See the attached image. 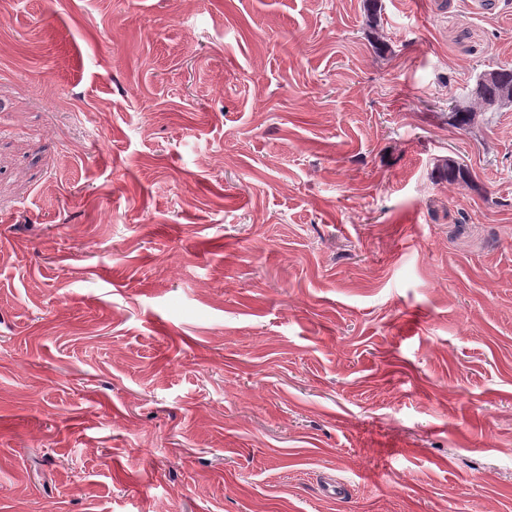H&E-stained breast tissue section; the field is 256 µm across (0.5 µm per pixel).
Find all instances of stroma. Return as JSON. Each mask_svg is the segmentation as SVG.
<instances>
[{
  "label": "stroma",
  "mask_w": 512,
  "mask_h": 512,
  "mask_svg": "<svg viewBox=\"0 0 512 512\" xmlns=\"http://www.w3.org/2000/svg\"><path fill=\"white\" fill-rule=\"evenodd\" d=\"M503 64L512 0H0V512H512ZM493 77L486 79V75ZM476 94H472L481 102L485 111L496 112L498 109L488 110L493 102H502V93L510 88L512 92V66L502 65L496 69L483 71L476 77ZM474 87V88H475Z\"/></svg>",
  "instance_id": "35a3bbf8"
}]
</instances>
